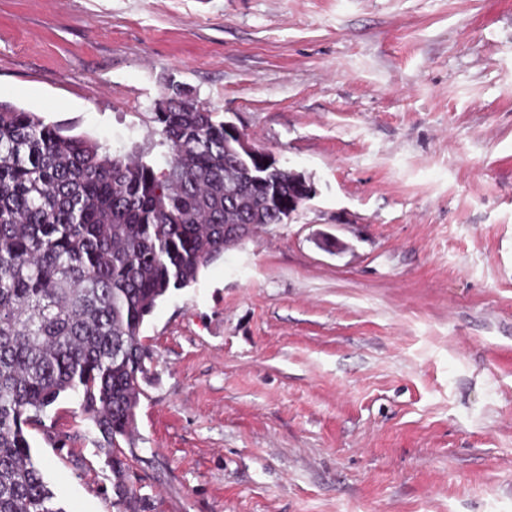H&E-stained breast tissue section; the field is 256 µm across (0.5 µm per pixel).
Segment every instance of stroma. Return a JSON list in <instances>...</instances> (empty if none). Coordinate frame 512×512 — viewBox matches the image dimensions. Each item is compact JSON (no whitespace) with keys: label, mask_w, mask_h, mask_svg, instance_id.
<instances>
[{"label":"stroma","mask_w":512,"mask_h":512,"mask_svg":"<svg viewBox=\"0 0 512 512\" xmlns=\"http://www.w3.org/2000/svg\"><path fill=\"white\" fill-rule=\"evenodd\" d=\"M173 83L316 194L147 318L146 512H512V0H0V104L160 167ZM81 403L33 461L113 512Z\"/></svg>","instance_id":"35a3bbf8"}]
</instances>
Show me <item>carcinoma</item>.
<instances>
[{"label":"carcinoma","mask_w":512,"mask_h":512,"mask_svg":"<svg viewBox=\"0 0 512 512\" xmlns=\"http://www.w3.org/2000/svg\"><path fill=\"white\" fill-rule=\"evenodd\" d=\"M213 116L166 94L156 167L0 105V512H63L24 427L68 391L112 459L115 512H142L121 442L150 359L146 317L224 254L225 225L279 224L288 199L304 203L284 169L254 178Z\"/></svg>","instance_id":"obj_1"}]
</instances>
